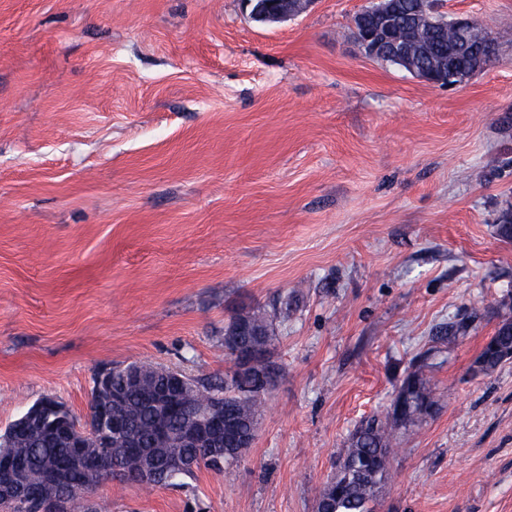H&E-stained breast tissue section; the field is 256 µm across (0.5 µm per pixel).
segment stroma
Wrapping results in <instances>:
<instances>
[{"mask_svg": "<svg viewBox=\"0 0 512 512\" xmlns=\"http://www.w3.org/2000/svg\"><path fill=\"white\" fill-rule=\"evenodd\" d=\"M368 0L262 24L244 0H0V434L93 380L233 367L230 317L287 301L251 448L108 512H315L413 364L381 512H512V0H446L501 55L432 86L365 56ZM512 359V319L501 320L489 342L481 351L477 363L481 371L489 372L501 363Z\"/></svg>", "mask_w": 512, "mask_h": 512, "instance_id": "35a3bbf8", "label": "stroma"}]
</instances>
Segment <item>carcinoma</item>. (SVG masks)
Masks as SVG:
<instances>
[{
  "label": "carcinoma",
  "instance_id": "1",
  "mask_svg": "<svg viewBox=\"0 0 512 512\" xmlns=\"http://www.w3.org/2000/svg\"><path fill=\"white\" fill-rule=\"evenodd\" d=\"M421 0H384L383 7L393 31L408 38L412 57L419 63L430 64L448 58V48L455 42V33L446 24L428 26L419 19ZM288 318V304L273 306L272 310L247 311L231 317L228 325L240 320L261 324L262 336H241L235 344H224L230 355L245 347L251 350L252 366L249 371L232 375L215 382H196L199 400L205 401L215 395H224V414L235 421L238 428L248 431L257 419L265 395L272 382L270 366L265 361L268 346L277 336L276 320ZM512 359V319L501 320L489 342L481 351L477 362L481 371L489 372L501 363ZM126 368L110 369L112 388L124 391V416L136 446L127 444L126 433L112 435L110 448H74L60 436H47L30 430L19 435L13 442L9 454L21 461L22 468L9 475L0 474V487L20 483L41 496L53 498L60 492V474L65 471L71 478L86 482L93 479L95 469L89 461L104 457L112 465L122 469L121 482H141L140 475L148 462L162 469L172 460H193L195 467L166 476L162 486H174L185 477L206 469L224 472V464L242 457L245 449L226 444L222 448H194L174 436L164 447L156 446L155 430L161 421L172 429L179 418L162 417L144 397L142 391L126 385ZM400 390L410 391L416 399L426 401L422 407L413 404L408 409L398 410L391 405L382 417L373 415L362 421L350 434L348 445L339 462L336 473L318 490L316 512H379L381 496L389 481L390 456L394 452L395 427L429 415L435 408L432 391L417 373L407 376Z\"/></svg>",
  "mask_w": 512,
  "mask_h": 512
}]
</instances>
